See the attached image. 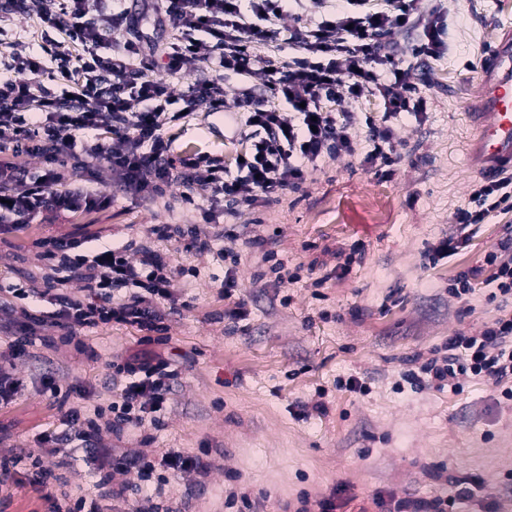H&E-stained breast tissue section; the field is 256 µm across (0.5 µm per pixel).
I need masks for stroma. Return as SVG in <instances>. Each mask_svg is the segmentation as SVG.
Instances as JSON below:
<instances>
[{
	"mask_svg": "<svg viewBox=\"0 0 512 512\" xmlns=\"http://www.w3.org/2000/svg\"><path fill=\"white\" fill-rule=\"evenodd\" d=\"M448 52L423 63L404 56L413 79H424L425 120L393 118L403 159L392 175L362 156L323 159L300 191L270 206L240 213L234 223L202 221L179 205L180 187L164 197L121 191L107 169L98 185L106 209L47 218L0 233V284L43 285L50 262L41 243L85 238L83 254L99 245L147 244L184 269V305L164 319L161 350L177 377L161 427L120 433L101 426V448L154 457L175 448L199 455L206 471L171 480L168 494L188 512H237L230 491L248 493L254 512H289L301 496L332 494L337 512H358L379 496L451 495L458 479L475 476L460 512H512V398L484 377H459L457 390L415 389L404 380L415 359L443 356L448 338L480 334L507 305L490 300L495 269L485 256L512 226V210L470 226L454 254L433 257L467 206L475 175L467 159V104L480 95L477 72L486 51L512 31V0H441ZM200 75L186 65L170 77L181 115L168 131L179 154L231 160L241 148L235 96L239 80L224 77L221 112H184L182 96ZM157 224L192 226L209 240L202 254L175 238L152 235ZM477 275L472 294L448 290L458 272ZM237 282L224 290L225 274ZM243 307V319L229 311ZM11 327H0V362L14 363L24 383L0 405V457L38 450L41 432L57 429L69 407L108 405L123 379L111 367L142 350L138 327L112 323L85 339L86 349L39 340L30 355L13 357ZM67 393L50 400L43 378ZM69 489L100 495L93 450L63 443Z\"/></svg>",
	"mask_w": 512,
	"mask_h": 512,
	"instance_id": "1",
	"label": "stroma"
}]
</instances>
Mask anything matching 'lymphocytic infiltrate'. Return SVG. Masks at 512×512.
Instances as JSON below:
<instances>
[{"label":"lymphocytic infiltrate","instance_id":"lymphocytic-infiltrate-1","mask_svg":"<svg viewBox=\"0 0 512 512\" xmlns=\"http://www.w3.org/2000/svg\"><path fill=\"white\" fill-rule=\"evenodd\" d=\"M15 6L38 17L46 34L36 52L14 44L5 63L10 76L0 79V225L11 228L107 207L109 196L95 185L102 166L125 193L149 187L162 196L178 186L203 220L219 210L230 219L299 189L323 158L355 154L360 123L370 145L365 161L379 169L394 166L400 154L391 120L403 113L424 117L427 100L388 37L396 28L416 32L408 51L424 61L448 51L447 20L429 0H141L140 11L115 13L109 0H16ZM106 13L108 36L98 26ZM287 13L294 16L288 40L299 53L284 65L254 48L278 38L276 23ZM148 17L155 29L174 26L175 36L163 44L144 36ZM189 63L220 67L219 74L202 75L190 86L184 99L191 108L223 111L228 73L259 77L264 86L238 90L246 146L234 166L207 155L172 154L166 130L180 115L170 109L168 78ZM160 69L167 79L157 77ZM48 79L70 87V98L53 96L44 85ZM367 90L382 101L381 118L333 111V103ZM288 107L298 111L299 123L285 118ZM89 131L94 141H85ZM23 153L40 156L43 168L31 173L18 166L14 158ZM511 209L512 175L482 179L452 222L463 231L491 212ZM79 246L75 239L49 241L45 255L53 265L44 287L0 284V301L39 298L52 306L25 313L22 333L11 343L14 355L28 354L40 330L57 332L64 344L114 321L159 333L165 314L177 312L178 274L159 252L140 247L133 263L124 246L104 245L89 257L79 254ZM75 279L82 283L79 297L65 290ZM116 371L126 377L117 400L91 413L69 408L64 433L40 435L51 459L35 460L27 476L33 490L62 483L67 462L53 454L63 440L91 442L103 423L116 432L147 423L161 427L174 377L168 359L134 356ZM468 374L497 384L512 380V315L497 317L480 335L449 337L446 356L425 360L405 379L441 387ZM96 461L104 486H110L108 470L136 471V512H156L155 500L171 477L207 468L202 457L175 450L148 459L101 448Z\"/></svg>","mask_w":512,"mask_h":512}]
</instances>
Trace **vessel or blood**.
Segmentation results:
<instances>
[{
	"mask_svg": "<svg viewBox=\"0 0 512 512\" xmlns=\"http://www.w3.org/2000/svg\"><path fill=\"white\" fill-rule=\"evenodd\" d=\"M478 81L481 94L468 112L471 164L483 178L512 174V33L482 62Z\"/></svg>",
	"mask_w": 512,
	"mask_h": 512,
	"instance_id": "1",
	"label": "vessel or blood"
}]
</instances>
